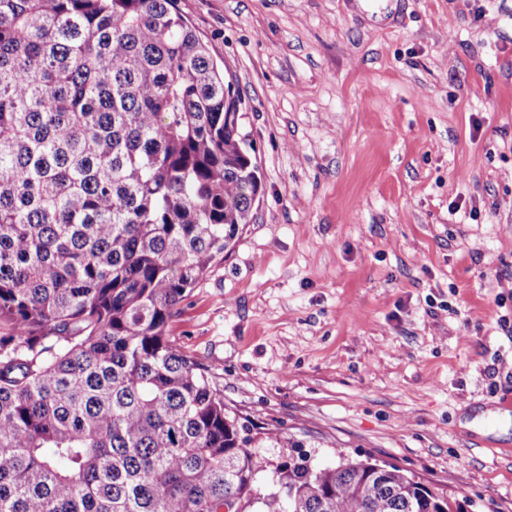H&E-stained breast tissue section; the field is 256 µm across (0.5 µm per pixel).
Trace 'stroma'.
Masks as SVG:
<instances>
[{"label": "stroma", "mask_w": 512, "mask_h": 512, "mask_svg": "<svg viewBox=\"0 0 512 512\" xmlns=\"http://www.w3.org/2000/svg\"><path fill=\"white\" fill-rule=\"evenodd\" d=\"M244 101L253 223L170 324L260 455L512 512V0H177Z\"/></svg>", "instance_id": "1"}]
</instances>
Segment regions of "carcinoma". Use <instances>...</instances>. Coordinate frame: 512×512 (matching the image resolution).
Here are the masks:
<instances>
[{
    "label": "carcinoma",
    "instance_id": "cac0c4a2",
    "mask_svg": "<svg viewBox=\"0 0 512 512\" xmlns=\"http://www.w3.org/2000/svg\"><path fill=\"white\" fill-rule=\"evenodd\" d=\"M177 0H0V512H464L251 449L168 334L262 190Z\"/></svg>",
    "mask_w": 512,
    "mask_h": 512
}]
</instances>
